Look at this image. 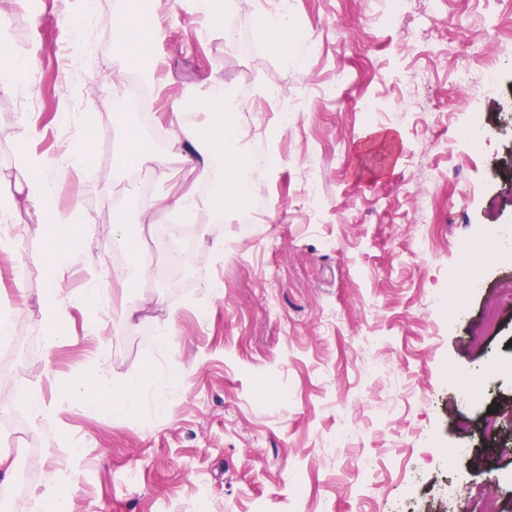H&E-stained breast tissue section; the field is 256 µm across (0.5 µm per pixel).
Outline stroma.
I'll list each match as a JSON object with an SVG mask.
<instances>
[{
	"label": "stroma",
	"instance_id": "obj_1",
	"mask_svg": "<svg viewBox=\"0 0 512 512\" xmlns=\"http://www.w3.org/2000/svg\"><path fill=\"white\" fill-rule=\"evenodd\" d=\"M129 3L95 0L85 23L71 0L0 10V34L32 58L20 86L0 89V199L28 176L26 120L47 162L67 147L91 150L87 177L56 178L52 211L85 224L53 326L40 303L52 225L20 230L30 251L22 280L9 277L14 250H0V316L21 338L0 349L7 512H27L44 490L27 473L33 462L64 474L70 512H254L259 501L267 512H416L438 508L451 480L462 490L449 512H512V296L498 290L512 255L490 263L467 248L485 225L512 226V66L488 90L472 56L476 43L512 51V34L485 28L498 0H293L295 64L237 24L270 0H227L207 27L195 0H157L147 109L179 189L211 191L190 175L169 124L173 104L200 94L244 103L236 118L261 203L247 230L232 215L209 235L193 230L181 288L155 279L152 264L123 272L113 260L117 224L149 252L168 189L147 156L149 195L113 202L125 179L113 155L138 120L119 91L141 73L125 64L111 25L129 18ZM427 8L437 32L411 41ZM76 28L98 53L95 67L75 69L66 56ZM459 78L490 129L477 152L457 137L449 88ZM366 98L375 112L361 110ZM63 110L72 127L57 122ZM414 191L434 198L432 223H415ZM307 195L320 199L318 215ZM467 263L481 277L450 328L437 297L449 269ZM92 282L112 291L98 312L76 301ZM154 367L172 374L168 387L158 388ZM94 371L115 389L140 376L141 404L116 414L112 392L90 406L68 398L71 382ZM40 403L56 408L47 433ZM462 444L472 455L449 456ZM362 456L374 469L359 468Z\"/></svg>",
	"mask_w": 512,
	"mask_h": 512
}]
</instances>
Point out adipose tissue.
I'll return each mask as SVG.
<instances>
[{"instance_id": "adipose-tissue-1", "label": "adipose tissue", "mask_w": 512, "mask_h": 512, "mask_svg": "<svg viewBox=\"0 0 512 512\" xmlns=\"http://www.w3.org/2000/svg\"><path fill=\"white\" fill-rule=\"evenodd\" d=\"M197 107L199 120L188 123L181 108H174L170 124L180 135L186 157L193 162L198 181L211 183L212 192L201 196L183 194L173 197L158 210L159 219L172 214L191 215L199 211L211 214L216 220H223L226 208L242 209L248 203L243 187L242 171L245 164V135L234 116V109L228 104L199 99ZM28 171L25 183L26 198L0 202V220L7 224L19 223L21 204L34 209V233H41L46 222V205L53 197L56 184L46 173V163L37 152H30L23 160ZM76 235L74 219H66L54 226L51 247L58 257L59 266L53 267L54 281L41 296L49 317H56L61 310L63 299L56 283L64 276V260H67V246Z\"/></svg>"}]
</instances>
